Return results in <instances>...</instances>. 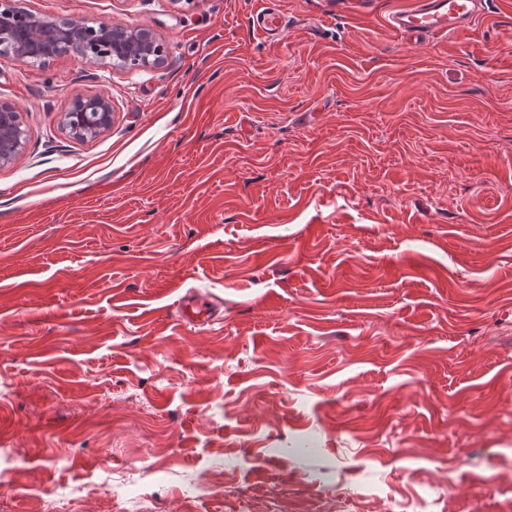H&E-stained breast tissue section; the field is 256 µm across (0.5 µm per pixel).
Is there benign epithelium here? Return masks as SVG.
Returning <instances> with one entry per match:
<instances>
[{
	"label": "benign epithelium",
	"mask_w": 512,
	"mask_h": 512,
	"mask_svg": "<svg viewBox=\"0 0 512 512\" xmlns=\"http://www.w3.org/2000/svg\"><path fill=\"white\" fill-rule=\"evenodd\" d=\"M0 44L8 45L20 59L32 52L46 56L73 55L80 61L95 62L102 50H112L115 65L133 62L135 68L157 67L164 62L165 47L161 40L146 28L85 20H57L29 15L25 25L18 27L12 13L0 11ZM83 116L93 115L89 129L97 137L112 127L113 110L109 99L98 96L80 103ZM27 134L20 121L19 111L11 104L0 103V165L10 163L22 149Z\"/></svg>",
	"instance_id": "obj_1"
}]
</instances>
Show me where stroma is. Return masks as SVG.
Returning a JSON list of instances; mask_svg holds the SVG:
<instances>
[{
  "label": "stroma",
  "mask_w": 512,
  "mask_h": 512,
  "mask_svg": "<svg viewBox=\"0 0 512 512\" xmlns=\"http://www.w3.org/2000/svg\"><path fill=\"white\" fill-rule=\"evenodd\" d=\"M405 2L279 0L270 42L267 0H15L168 53L0 52V512H124L114 474L174 512H512V0L412 46ZM258 31L265 39L274 37L279 34L285 27V20L283 16L272 10L271 8H264L257 18ZM79 115L88 116L92 114L94 119L89 120V129L93 131L91 137H97L112 127L113 110L112 103L109 99L97 96L96 98L82 101L79 106ZM27 134L19 111L11 104L0 103V165L10 163L22 149Z\"/></svg>",
  "instance_id": "obj_1"
}]
</instances>
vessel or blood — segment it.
Returning a JSON list of instances; mask_svg holds the SVG:
<instances>
[{
    "mask_svg": "<svg viewBox=\"0 0 512 512\" xmlns=\"http://www.w3.org/2000/svg\"><path fill=\"white\" fill-rule=\"evenodd\" d=\"M485 0H413L408 7L392 12L386 19L388 29L397 34L426 38L468 31L484 10ZM258 31L270 38L285 27L283 16L264 8L257 18Z\"/></svg>",
    "mask_w": 512,
    "mask_h": 512,
    "instance_id": "b4317fda",
    "label": "vessel or blood"
}]
</instances>
